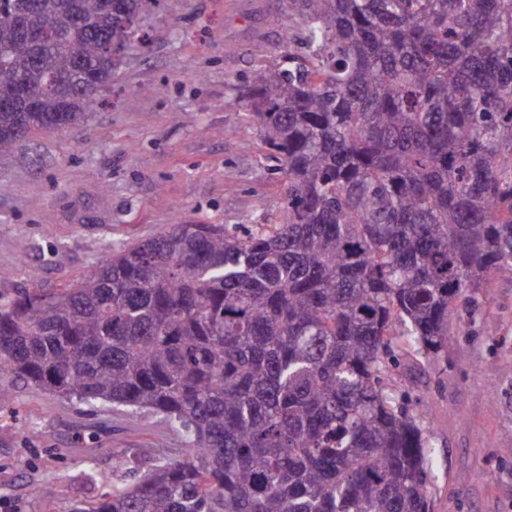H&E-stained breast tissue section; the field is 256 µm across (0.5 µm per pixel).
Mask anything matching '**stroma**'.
<instances>
[{"mask_svg": "<svg viewBox=\"0 0 512 512\" xmlns=\"http://www.w3.org/2000/svg\"><path fill=\"white\" fill-rule=\"evenodd\" d=\"M303 26L279 0H163L80 125L29 138L0 160V297L50 293L108 248L171 224L280 223L283 187L245 99L253 67L277 68ZM204 71L195 80L192 70ZM237 128L233 138L223 132ZM447 351L416 358L396 341L383 375L430 438L432 512H512V276L490 277L459 311ZM37 434L26 437L28 427ZM188 443L160 418L87 412L17 383L0 409V512H70L145 470L139 447ZM92 470L93 483L80 479ZM50 483L52 497L34 495Z\"/></svg>", "mask_w": 512, "mask_h": 512, "instance_id": "obj_1", "label": "stroma"}]
</instances>
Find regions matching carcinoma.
<instances>
[{
    "label": "carcinoma",
    "mask_w": 512,
    "mask_h": 512,
    "mask_svg": "<svg viewBox=\"0 0 512 512\" xmlns=\"http://www.w3.org/2000/svg\"><path fill=\"white\" fill-rule=\"evenodd\" d=\"M161 0H0V157L81 123ZM303 56L256 68L248 118L280 224H172L52 293L0 300L6 375L162 417L178 458L72 512H431L428 437L382 385L401 336L448 349L458 308L512 275V0H281ZM66 11L82 19L68 29ZM43 35L37 55L22 29Z\"/></svg>",
    "instance_id": "1"
}]
</instances>
